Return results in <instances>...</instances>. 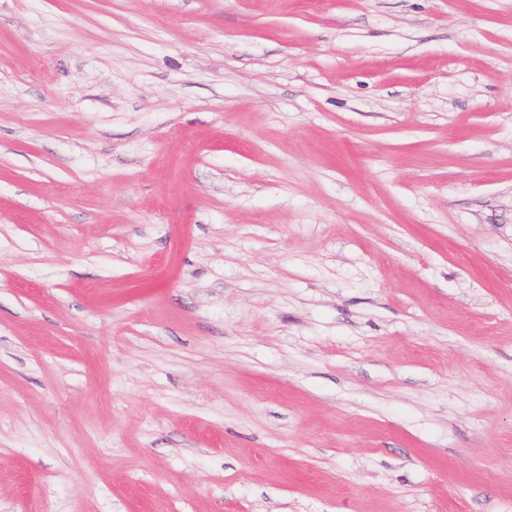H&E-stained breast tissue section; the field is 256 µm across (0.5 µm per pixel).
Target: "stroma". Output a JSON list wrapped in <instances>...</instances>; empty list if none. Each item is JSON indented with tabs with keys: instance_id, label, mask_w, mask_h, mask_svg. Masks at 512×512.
Masks as SVG:
<instances>
[{
	"instance_id": "obj_1",
	"label": "stroma",
	"mask_w": 512,
	"mask_h": 512,
	"mask_svg": "<svg viewBox=\"0 0 512 512\" xmlns=\"http://www.w3.org/2000/svg\"><path fill=\"white\" fill-rule=\"evenodd\" d=\"M0 512H512V0H0Z\"/></svg>"
}]
</instances>
